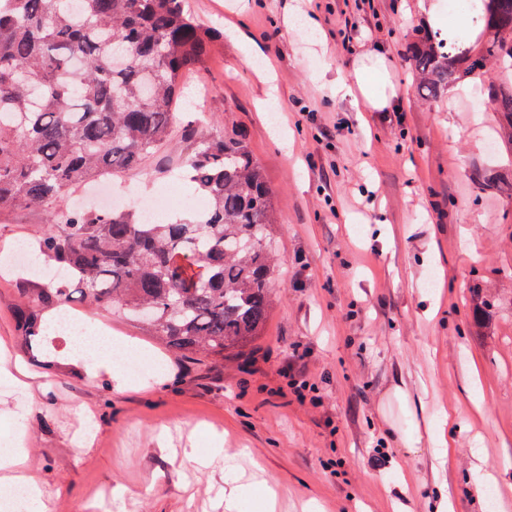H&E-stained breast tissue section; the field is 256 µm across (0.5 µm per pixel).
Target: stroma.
<instances>
[{
  "label": "stroma",
  "mask_w": 512,
  "mask_h": 512,
  "mask_svg": "<svg viewBox=\"0 0 512 512\" xmlns=\"http://www.w3.org/2000/svg\"><path fill=\"white\" fill-rule=\"evenodd\" d=\"M418 0H185L215 37L180 122L203 112L238 132L262 165L278 216V305L247 365H196L160 353L123 320L86 311L95 328L72 364L49 333L29 351L18 330L22 266L0 272V368L24 357L29 391L0 378V453L23 437L27 473L48 512H260L228 508L224 490L261 478L279 512H512V199L484 186L512 175V150L489 154L490 105L464 84L433 100L415 92L410 46ZM316 18V34L290 15ZM355 29L343 43L344 26ZM275 67L266 96L231 30ZM387 61L390 108L339 99L366 55ZM173 181L156 158L116 177L141 198ZM44 212H0V262L31 242ZM486 288L491 336H470L469 291ZM131 344L158 371L120 389L113 348ZM303 375L297 399L289 383ZM445 434L437 461L433 439Z\"/></svg>",
  "instance_id": "1"
}]
</instances>
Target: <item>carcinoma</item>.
<instances>
[{"instance_id": "carcinoma-1", "label": "carcinoma", "mask_w": 512, "mask_h": 512, "mask_svg": "<svg viewBox=\"0 0 512 512\" xmlns=\"http://www.w3.org/2000/svg\"><path fill=\"white\" fill-rule=\"evenodd\" d=\"M490 31L466 47L421 31L412 58L432 98L492 61L512 76V0H476ZM213 44L183 0H0V210L47 215L34 250L71 277L35 283L17 310L33 346L45 312L123 316L192 361L247 360L275 307L270 254L278 219L264 170L236 133L182 129L179 174L205 207L174 222L65 204L69 191L135 171L171 138L186 79ZM495 140L512 146V82L488 88Z\"/></svg>"}]
</instances>
